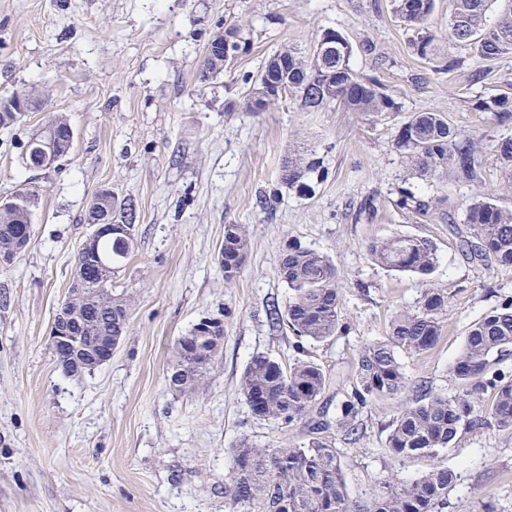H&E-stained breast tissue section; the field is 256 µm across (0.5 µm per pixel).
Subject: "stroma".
Instances as JSON below:
<instances>
[{
  "label": "stroma",
  "mask_w": 512,
  "mask_h": 512,
  "mask_svg": "<svg viewBox=\"0 0 512 512\" xmlns=\"http://www.w3.org/2000/svg\"><path fill=\"white\" fill-rule=\"evenodd\" d=\"M448 10L436 0L435 49L423 58L389 0H0V99L33 87L42 99L0 127V199L23 186L36 194L28 248L0 263V512H228L231 448L243 438L279 447L302 430L259 419L241 394L252 356L296 357L292 331L266 314L288 302L275 267L292 241L326 256L342 287L346 330L304 344L328 380L321 405L345 398L363 343L386 336L428 282L450 298L442 337L428 353L398 356L411 382L457 392L450 367L468 326L512 297V269L467 262L456 233L462 202L498 192L491 147L512 137V120L498 123L479 104L512 94V57L473 80L467 47L448 40ZM228 25L246 49L231 68L203 75L205 46ZM329 29L351 42L352 69L377 79L396 111L308 110L295 94L242 111L270 56L310 55ZM427 110L487 147L482 182H426L393 148L402 124ZM55 113L67 116L74 148L50 170L29 169L26 145ZM297 151L318 163L301 188L282 180ZM404 187L447 196L446 215L424 221L401 209ZM103 189L136 209L134 248L112 268V291L131 309L111 360L69 377L48 337ZM228 224L245 225L249 238L230 283L218 263ZM396 235L433 242L429 279L372 262L367 243ZM205 316L223 322L224 343L207 382L181 394L167 382L174 344ZM400 404L373 400L360 439L337 440L351 496L436 462L457 475L447 512H476L485 500L512 512V430L467 434L438 460L398 463L382 449Z\"/></svg>",
  "instance_id": "1"
}]
</instances>
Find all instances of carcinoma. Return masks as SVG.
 Returning a JSON list of instances; mask_svg holds the SVG:
<instances>
[{
	"instance_id": "1",
	"label": "carcinoma",
	"mask_w": 512,
	"mask_h": 512,
	"mask_svg": "<svg viewBox=\"0 0 512 512\" xmlns=\"http://www.w3.org/2000/svg\"><path fill=\"white\" fill-rule=\"evenodd\" d=\"M496 0H449L448 39L473 49L475 79L484 77V64L512 56V3L494 22L488 13ZM394 14L416 33L413 48L422 58L429 54L434 35L427 27L435 0H391ZM336 49L320 55L301 57L288 52V88L300 95L303 106L316 109L336 102L350 112L366 115L391 112L392 99L374 79L359 77L350 66L353 47L339 32ZM481 108L504 121L512 112V98L492 95ZM53 127L58 154L67 156L73 148L71 125L62 114L48 117ZM394 148L425 180L448 176L463 183L482 178L483 151L470 136L451 127L441 112H416L398 130ZM503 165L501 190L512 193V137L492 146ZM317 162L299 157L288 161L282 181L294 185ZM15 197L20 206L0 213V251L12 256L23 252L22 234L31 229L30 205L34 194L21 188ZM440 198L400 190L398 205L428 218L438 209ZM466 236L461 239L463 256L489 271L512 268V210L497 203L496 193L466 202ZM100 251L120 261L128 257L133 239L104 238ZM371 260L382 267L430 276L438 262L431 241L410 236L377 237L366 246ZM248 250L243 224L224 225V280L239 274ZM277 274L289 288L288 306L274 305L269 317L288 327L298 340L323 341L340 327L342 294L336 271L321 253L297 243L288 244L281 254ZM84 291L64 301L61 312H78L76 334L85 351L95 347L102 336L121 339L128 322V299L112 296V307L100 304L92 289L106 272L79 270ZM448 295L434 287L422 290L413 309L397 311L387 336L364 343L356 366V384L350 395L336 406V415L319 407L327 380L323 370L304 359L284 367L267 354L253 356L243 374L241 393L252 413L262 419L290 424L307 420V430L296 442L280 448H261L243 439L231 449L230 466L224 472V497L229 512H443L455 474L446 467H434L425 474L401 480L388 477L361 500L348 491L335 439L331 431L354 441L359 415L374 398L396 397L411 383L399 361L397 350L417 354L432 350L439 341L448 312ZM512 347V298L474 321L467 329L461 351L451 372L459 392L448 396L419 387V395L400 406L388 426L383 454L397 462L414 458H436L455 447L469 433L512 430V372L493 368V355ZM219 349L214 344L198 354L175 349L171 368L181 373V393L196 391L213 368Z\"/></svg>"
}]
</instances>
